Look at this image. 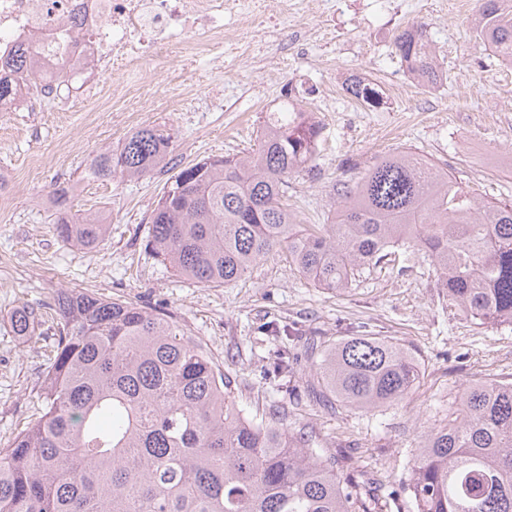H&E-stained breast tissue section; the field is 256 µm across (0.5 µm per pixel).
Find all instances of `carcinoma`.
<instances>
[{
	"instance_id": "carcinoma-1",
	"label": "carcinoma",
	"mask_w": 512,
	"mask_h": 512,
	"mask_svg": "<svg viewBox=\"0 0 512 512\" xmlns=\"http://www.w3.org/2000/svg\"><path fill=\"white\" fill-rule=\"evenodd\" d=\"M473 29L512 65V0H476ZM420 23L394 36L407 69L442 81ZM17 82L33 60L20 53ZM297 108L270 112L259 148L183 167L150 217L148 248L194 283L230 285L281 250L307 282L344 291L397 251L431 257L448 306L481 325L512 323V203L479 202L448 171L404 151L379 158L336 190L330 224H299L288 177L312 161L319 128ZM171 135L135 130L103 151L90 180L139 178L164 161ZM58 236L80 248L106 233L98 213L64 215ZM43 314L21 306L17 335ZM56 346L41 385V415L0 448V512H375L379 495L341 475L346 459L288 428L277 405L239 408L223 366L165 314L137 302L66 291L55 303ZM297 358L271 353L263 376L292 377ZM308 385L330 404L394 405L420 383L416 355L376 336H349L323 355ZM404 483L412 512H512V382L466 384L446 422L422 435Z\"/></svg>"
}]
</instances>
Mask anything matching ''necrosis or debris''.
<instances>
[{"mask_svg":"<svg viewBox=\"0 0 512 512\" xmlns=\"http://www.w3.org/2000/svg\"><path fill=\"white\" fill-rule=\"evenodd\" d=\"M288 0H0V73L20 51L35 61L44 102L71 77L104 75L160 57L235 53L282 69L297 30L281 16ZM256 32L242 39V23Z\"/></svg>","mask_w":512,"mask_h":512,"instance_id":"1","label":"necrosis or debris"}]
</instances>
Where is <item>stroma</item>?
Listing matches in <instances>:
<instances>
[{"label":"stroma","instance_id":"35a3bbf8","mask_svg":"<svg viewBox=\"0 0 512 512\" xmlns=\"http://www.w3.org/2000/svg\"><path fill=\"white\" fill-rule=\"evenodd\" d=\"M336 37L299 45L287 69L263 73L244 61L214 65L206 55L128 69L98 84L101 107L58 112L19 104L0 112V168L15 181L0 195V446L40 415V386L54 344L51 324L24 339L11 317L21 306L54 304L64 289L139 301L171 316L224 366L245 414L286 405L292 429H305L350 458L370 478L384 512H409L400 485L423 432L448 414L464 384L512 381V324L479 325L450 308L430 259L407 252L365 274L345 292L301 278L272 251L241 280L208 288L177 276L148 250L149 218L171 174L213 156L256 147L266 109L291 87L308 105L320 134L316 158L288 180V200L303 224L327 223L334 184L357 178L375 158L413 151L447 169L467 190L512 202V67L475 41V0H335ZM425 24V39L444 75L421 86L393 38ZM360 74L379 92L368 106L345 91ZM404 92L392 94L391 83ZM240 103L224 109L225 84ZM152 112L142 111L144 101ZM171 137L164 162L139 179L86 178L101 150L119 151L142 126ZM73 186L69 214L101 213L107 231L92 249L72 246L55 230L57 185ZM369 334L403 344L421 368L417 388L398 404L369 412L330 408L304 379L319 352L341 337ZM288 345L302 374L284 395L259 376L268 352Z\"/></svg>","mask_w":512,"mask_h":512}]
</instances>
